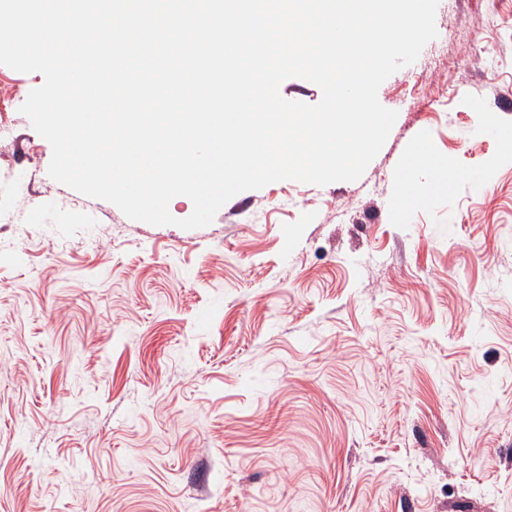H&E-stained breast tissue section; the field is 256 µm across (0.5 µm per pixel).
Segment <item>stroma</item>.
Wrapping results in <instances>:
<instances>
[{
  "instance_id": "35a3bbf8",
  "label": "stroma",
  "mask_w": 512,
  "mask_h": 512,
  "mask_svg": "<svg viewBox=\"0 0 512 512\" xmlns=\"http://www.w3.org/2000/svg\"><path fill=\"white\" fill-rule=\"evenodd\" d=\"M436 27L361 178L193 230L54 181L0 65V512H512V0Z\"/></svg>"
}]
</instances>
